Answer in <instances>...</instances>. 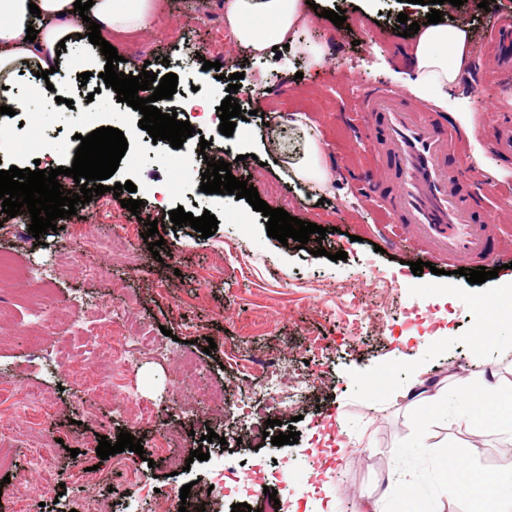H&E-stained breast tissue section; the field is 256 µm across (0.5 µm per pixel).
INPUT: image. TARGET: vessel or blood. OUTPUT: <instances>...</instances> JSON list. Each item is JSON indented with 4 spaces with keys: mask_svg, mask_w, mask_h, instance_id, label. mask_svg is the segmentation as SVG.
Segmentation results:
<instances>
[{
    "mask_svg": "<svg viewBox=\"0 0 512 512\" xmlns=\"http://www.w3.org/2000/svg\"><path fill=\"white\" fill-rule=\"evenodd\" d=\"M486 39L492 48L486 75L511 80L512 17L496 19ZM354 110L372 131L373 159L363 176L368 197L382 202L384 221L397 225V237L413 241L426 262L501 258L494 248L500 214L487 210L477 187L465 186L461 169L449 163L464 133L382 85L358 97ZM492 145L512 157L511 117L495 121Z\"/></svg>",
    "mask_w": 512,
    "mask_h": 512,
    "instance_id": "obj_1",
    "label": "vessel or blood"
}]
</instances>
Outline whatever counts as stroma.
Returning a JSON list of instances; mask_svg holds the SVG:
<instances>
[{"label":"stroma","instance_id":"1","mask_svg":"<svg viewBox=\"0 0 512 512\" xmlns=\"http://www.w3.org/2000/svg\"><path fill=\"white\" fill-rule=\"evenodd\" d=\"M167 2L163 22L117 43L120 71L145 62L161 77L178 65L183 80L203 90L226 89L227 75L244 72L243 89L234 95L244 118L233 135L203 124L198 135L237 154L232 175L248 180L270 207L326 227L327 234L302 249L282 245L268 237L266 217L246 199L201 193L207 165L197 157L196 141L184 147L196 163L180 169L159 160L163 145L142 133L130 139L97 205L57 219V231L34 238L26 212L1 224L0 252L14 257L16 271L0 282V414L23 393L40 395L46 404L0 434V454L10 460L8 468L0 467V512H79L89 496L103 512H123L131 503L140 512H179L178 494L191 482L205 492L207 512H231L245 496L214 492L215 470L237 475L249 464L265 473L288 512H359L366 495L380 497L382 512H404L400 492L386 487L391 471L407 478L428 512H477L478 503L456 475H442L440 446L454 445L480 471L497 468L495 448L512 446V431L476 434L457 423L460 416L479 414L469 395L488 369L496 370L503 387H512V269H497L496 278L481 284L428 270L413 275L414 245L400 239L386 246L378 210L355 178L368 139L361 120L347 113L348 102L373 85L407 90L413 58L409 39L396 29L397 16L419 22L429 6L373 0L362 21L340 28L315 17L311 29L329 57L310 69L288 50L270 60L247 57L224 30L223 0ZM442 10L467 25L475 52L490 22L512 15V0H495L488 11L474 0ZM199 48L205 57L196 56ZM207 60L220 61V70L204 69ZM112 97L104 91L77 101L68 113H45L39 135L70 146L75 135H88L99 122L124 132L137 127L139 112ZM511 104L512 85L470 68L449 89L444 111L457 125L463 114L472 115L477 133L465 143V176L481 187L488 207L510 216L512 161L492 149L485 128ZM295 113L308 118L327 152L326 195L289 178L282 141L302 142L287 122ZM6 128L15 160L44 169L71 167V153L41 152L39 135L20 117ZM160 180L170 188L163 207L152 192ZM126 181L136 192L112 195L111 186ZM131 196L142 202L139 215L120 205ZM180 207L196 217L215 215L217 231L205 238L187 225L174 228L168 213ZM147 218L156 220L165 240L155 254L143 239ZM121 227L128 230L124 248L94 247V240ZM320 247L325 255H317ZM338 251L347 252V260H332ZM88 265L103 268V276L87 279ZM42 282L53 299L76 308L125 312L172 351L165 361L141 360L133 375L138 400L125 403L96 390L97 377L111 368L103 357L94 358L83 385L74 383L82 347L64 361L51 353L67 323L53 317L29 322ZM484 315L500 323L496 340L478 348L472 337ZM274 366L302 381L293 401L278 405L266 395ZM418 372L444 388L440 408L428 411L397 397ZM143 411L148 421H139ZM270 419L281 420V427L267 428ZM210 429L216 440L202 442ZM291 430L298 443L272 445V436ZM123 431L143 445L142 453L121 454L135 474L130 482L113 460L96 454L100 438L113 443ZM160 435L169 442L163 455L154 447ZM223 443L228 453H219ZM196 449L208 460L190 461ZM38 455L51 457L53 468L33 466Z\"/></svg>","mask_w":512,"mask_h":512}]
</instances>
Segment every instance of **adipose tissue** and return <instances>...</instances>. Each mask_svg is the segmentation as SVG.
I'll use <instances>...</instances> for the list:
<instances>
[{"label":"adipose tissue","instance_id":"adipose-tissue-1","mask_svg":"<svg viewBox=\"0 0 512 512\" xmlns=\"http://www.w3.org/2000/svg\"><path fill=\"white\" fill-rule=\"evenodd\" d=\"M74 0H0V79L10 80L16 73L29 74L27 96L44 107H52L56 97L69 94L59 83L52 68L62 39L78 44L88 35L87 24L79 21ZM39 14H31L30 5ZM165 10V0H93L88 11L90 21L100 26L104 39L136 37L157 22ZM314 13L306 0H224V28L241 48L252 57L268 58L274 47L299 45L306 48L309 67L318 68L327 61L321 44H304L303 34L313 21ZM37 31L35 40H27V27ZM470 34L461 24H427L421 26L413 49L414 78L411 91L423 97L432 91L447 92L458 84L467 67ZM48 79H41L42 71ZM326 151L314 137H306L303 155L295 164L293 177L302 183L328 186L330 169ZM482 405L479 418H460L463 427L483 420L486 427L512 426V391L501 394L497 381L483 382L476 393ZM443 469L453 471L471 499L481 503L483 512H512V496L505 494L504 480L512 476V463L505 473L478 472L465 466L454 448H446Z\"/></svg>","mask_w":512,"mask_h":512}]
</instances>
